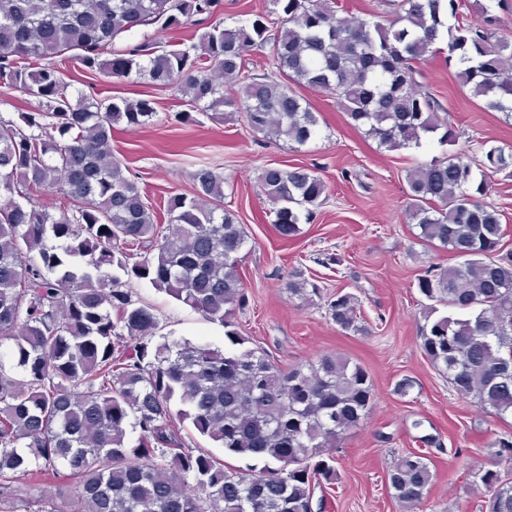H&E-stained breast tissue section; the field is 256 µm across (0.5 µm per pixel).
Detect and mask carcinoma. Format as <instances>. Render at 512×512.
<instances>
[{"instance_id":"1","label":"carcinoma","mask_w":512,"mask_h":512,"mask_svg":"<svg viewBox=\"0 0 512 512\" xmlns=\"http://www.w3.org/2000/svg\"><path fill=\"white\" fill-rule=\"evenodd\" d=\"M390 2L384 25L350 20L338 0H273L276 21L242 14L230 27L216 22L142 53L107 47L142 27L209 16L215 0H0V82L35 100L14 119L0 117V512H17L26 478L62 468L75 482L66 502L44 498L34 512L324 509L315 488L336 482L337 449L375 402L368 372L337 354L283 369L250 345L233 322L246 306L239 261L247 235L224 209V175L198 169L191 193L168 196V224L156 223L112 154L113 128L149 124L156 102L75 95L56 59L89 75L177 86L181 123L195 112L222 119L221 107L236 106L224 83L239 81L248 126L299 146L320 123L296 91L305 86L332 95L379 147L400 151L434 136L456 145L447 110L416 79L418 65L446 50L460 87L512 117L511 40L464 20L460 0ZM266 46L273 72L246 74L244 53ZM481 152L476 160L447 150L409 170L407 217L416 238L460 259L416 278L426 300L418 346L458 394L503 418L512 415V251L499 253L501 213L477 197L512 152L492 140ZM259 182L284 240L301 234L327 191L305 166L266 167ZM38 190L60 194L68 208L51 213ZM135 280L224 326L227 346L157 336L152 308L133 296ZM287 289L325 308L339 331H366L353 294L326 297L302 278ZM176 418L264 469H228L189 448ZM490 447V466L469 477L484 491L485 512H512V436ZM433 478L421 451L398 456L386 473L405 509L422 503Z\"/></svg>"}]
</instances>
